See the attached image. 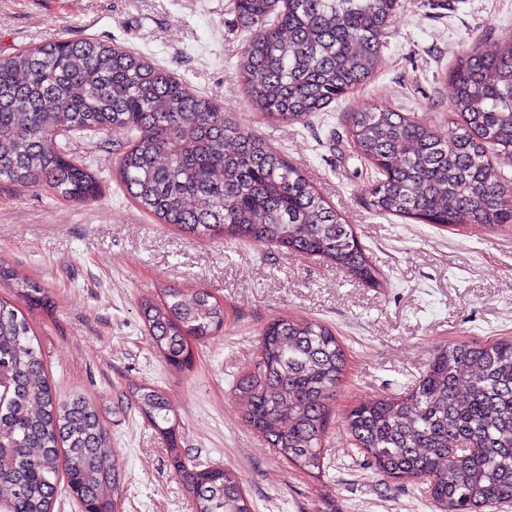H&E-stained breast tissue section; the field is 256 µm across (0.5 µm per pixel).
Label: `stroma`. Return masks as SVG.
Returning <instances> with one entry per match:
<instances>
[{
  "mask_svg": "<svg viewBox=\"0 0 512 512\" xmlns=\"http://www.w3.org/2000/svg\"><path fill=\"white\" fill-rule=\"evenodd\" d=\"M512 37V0H400L375 74L308 121L254 109L239 77L247 31L232 0H0V56L62 38L140 53L210 99L299 168L349 224L383 274L369 287L326 260L248 242L198 240L145 213L118 174L126 130L71 135L100 194L81 203L46 187L0 183V299L24 313L52 390L96 404L121 470V512H193L169 466L167 442L131 390H161L188 458L236 471L253 512H437L421 485L374 473L351 452L354 406L414 387L437 347L512 337V224H424L369 205L375 178L347 138V116L387 106L453 138L448 70L476 41ZM39 280L50 309L29 307L17 282ZM209 292L224 330L197 344L189 370L152 347L140 302L164 288ZM329 326L347 366L312 475L287 463L245 417L235 385L252 372L262 328L282 316Z\"/></svg>",
  "mask_w": 512,
  "mask_h": 512,
  "instance_id": "obj_1",
  "label": "stroma"
}]
</instances>
